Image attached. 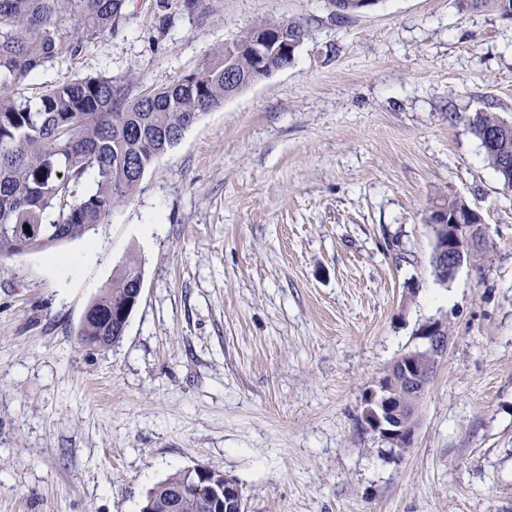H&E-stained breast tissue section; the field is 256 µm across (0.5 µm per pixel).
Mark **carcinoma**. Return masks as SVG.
<instances>
[{"instance_id":"carcinoma-1","label":"carcinoma","mask_w":512,"mask_h":512,"mask_svg":"<svg viewBox=\"0 0 512 512\" xmlns=\"http://www.w3.org/2000/svg\"><path fill=\"white\" fill-rule=\"evenodd\" d=\"M128 0H0V257L41 249L44 241L81 238L116 206L137 191L145 172L178 144L185 131L206 112L233 95L224 80L218 49L198 72L160 89L131 96L129 82L106 75L49 85L36 99L12 96L18 84L37 74L60 53L81 52L84 43L115 33ZM190 14L214 11L215 0H181ZM480 9H496L512 19V0H468ZM265 27L304 38L299 22H268ZM480 141L488 165L512 187V121L494 112L458 116ZM496 134L494 144L486 132ZM432 205L449 214L466 209L459 196L438 198ZM56 219L46 221L50 210ZM494 246L488 231L468 264L483 274L493 268ZM141 278L130 255L92 302L82 320L80 341L112 332L107 313L119 308ZM166 483L184 488L180 512H213L208 493L180 471Z\"/></svg>"}]
</instances>
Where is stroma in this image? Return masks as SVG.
<instances>
[{
    "mask_svg": "<svg viewBox=\"0 0 512 512\" xmlns=\"http://www.w3.org/2000/svg\"><path fill=\"white\" fill-rule=\"evenodd\" d=\"M131 0L117 33L16 87L200 70L265 21L308 33L288 68L225 99L82 238L0 258V512H140L199 464L245 512H512V188L458 114L512 121V20L462 0ZM466 199L492 271L448 284L423 215ZM141 298L122 339L79 342L116 265ZM448 352L391 451L362 403L433 318Z\"/></svg>",
    "mask_w": 512,
    "mask_h": 512,
    "instance_id": "stroma-1",
    "label": "stroma"
}]
</instances>
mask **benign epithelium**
Segmentation results:
<instances>
[{
	"instance_id": "1",
	"label": "benign epithelium",
	"mask_w": 512,
	"mask_h": 512,
	"mask_svg": "<svg viewBox=\"0 0 512 512\" xmlns=\"http://www.w3.org/2000/svg\"><path fill=\"white\" fill-rule=\"evenodd\" d=\"M298 43L281 33L274 35L266 28L257 26L251 31L247 43L236 47V51L248 53L260 63L251 81L263 77V63L278 57L293 59ZM457 231L448 239L439 242L440 262L448 265L452 274H457L464 266L465 248L472 235L480 228L478 224H455ZM420 338L422 346L396 359L397 365L386 371L376 388L367 392L363 400V419L369 429L396 447L405 440H413L414 434L404 427L407 415L416 412L435 374L441 358L448 348V320L433 319L422 326ZM425 358H419L420 352ZM195 485L210 493L216 512H244L243 496L237 482L221 471L195 467L188 470Z\"/></svg>"
}]
</instances>
